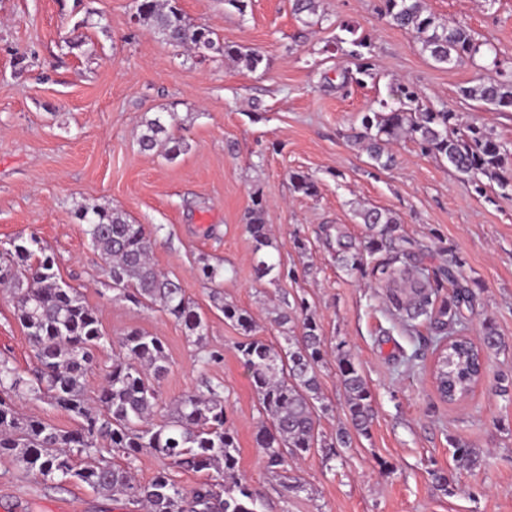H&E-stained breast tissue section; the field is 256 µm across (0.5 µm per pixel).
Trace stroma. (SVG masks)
<instances>
[{"mask_svg": "<svg viewBox=\"0 0 512 512\" xmlns=\"http://www.w3.org/2000/svg\"><path fill=\"white\" fill-rule=\"evenodd\" d=\"M178 4L221 42L260 51L263 64L250 72L225 57L175 50L134 21L132 0H0V249L37 236L61 278L96 309L111 342L132 329L159 336L169 358L163 404L206 381L221 385L240 473L264 512H512V191H476L407 138L389 147L394 165L376 169L352 138L363 113L384 102L397 107L392 90L406 83L424 104L485 124L512 148V110L460 94L490 71L469 60L436 65L410 33L381 17L377 0H320L311 25L293 14L290 0H247L242 13L224 0ZM426 4L512 62V0ZM345 21L371 42L373 70L343 89L338 74L348 46L338 38ZM161 112L173 113L170 131L186 144L171 162L136 142L141 122ZM294 172L312 176L317 194L295 192ZM257 196L275 257L288 271L274 284L253 271L246 222ZM99 206L155 229L153 262L179 279L220 360L199 361L172 316L115 295L78 217ZM366 207L391 212L401 235L422 245L427 263L459 255L477 282L465 333L479 338L488 318L502 345L486 355V370L464 401L440 398L431 377L435 346L420 344L386 312L384 283L348 272L324 244L326 224L346 225L361 240L358 212ZM298 238L304 249L295 247ZM206 263L219 267L220 288L199 278ZM226 301L250 311L256 336L277 346L284 335L270 319L273 307L307 302L327 347L346 342L373 391L369 434L332 455L306 456L296 469L302 491H288L265 468L256 445L259 404L237 354L245 335L225 320ZM111 342L85 377L87 396L112 368ZM3 358L25 373L36 364L11 298L0 294ZM319 380L330 406L321 429L331 440L345 419L332 354ZM459 444L479 452V467L458 466ZM440 473L447 484L438 483ZM0 512L137 507L81 483L55 487L2 455Z\"/></svg>", "mask_w": 512, "mask_h": 512, "instance_id": "35a3bbf8", "label": "stroma"}]
</instances>
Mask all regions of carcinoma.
Returning a JSON list of instances; mask_svg holds the SVG:
<instances>
[{"mask_svg": "<svg viewBox=\"0 0 512 512\" xmlns=\"http://www.w3.org/2000/svg\"><path fill=\"white\" fill-rule=\"evenodd\" d=\"M137 21L151 26L173 48L212 45L217 54L233 57L249 71L263 63L257 50H242L213 37V32L190 23L176 0H134ZM381 15L387 22L410 32L422 53L437 64L451 65L463 59L482 58L485 68L496 77L481 79L461 88V95L497 109L512 108V66L504 68L495 47L475 38L471 30L454 21L441 20L428 11L425 0H383ZM348 52L355 60L356 73L368 75L371 60L365 56L370 43L363 37L350 41ZM395 95L400 106L364 114V133L358 137L371 165L387 169L394 162L387 145L409 137L424 155L448 165L463 179L483 191L485 183L503 190L512 188L506 177L512 163V149L501 142L494 130L472 123L457 127L458 115L445 108H423L419 93L401 84ZM143 151H158L172 161L182 152V141L168 131L162 114L146 120L137 135ZM295 191L306 196L317 193L316 181L308 174L291 175ZM366 228L362 247H355L338 226L325 228L326 241H335L337 259L360 277H380L387 284L401 280L413 290V300L405 305L392 290L387 295L391 316L401 318L405 331L413 336L428 334L441 342L450 339L447 351L437 358L432 370L441 399L454 403L467 397L480 378L484 355L500 347L494 322H482L480 344L464 336L448 337L462 324V310L473 309L474 288L478 284L462 272L464 261L454 253L437 265L423 262L421 246L400 234L397 219L377 208L359 212ZM90 241L105 261L104 272L118 296L130 298L147 308H157L182 323L187 338L204 360L216 361L217 351L207 346L206 325L201 314L186 297L180 281L156 269L151 256L156 238L142 224H133L118 208L94 209L83 213ZM247 231L254 242L258 281L285 275L281 264L266 259L274 247L263 220L262 201H254ZM36 237H19L11 248L0 251V286L11 289L15 313L35 351L37 366L26 378L0 361V455H9L27 471H35L46 481L63 484L79 481L92 489L122 495L146 508V512H261V502L248 481L239 473V448L227 424L224 397L218 389L183 395L155 419L160 406V384L169 371L168 355L160 337L130 330L113 351L112 372L92 405L85 395V376L95 353L105 340L98 314L86 305L81 293L60 280L55 259L36 256ZM392 254L381 258L384 249ZM300 317L294 319L283 309L273 322L286 330V345L276 347L252 335L256 322L251 313L233 303L222 306L224 319L239 326L247 339L238 345L256 393L260 420L256 444L265 458L266 469L290 491L304 485L291 475L297 461L317 448H347L353 435L369 434L373 419V396L344 343L337 346V367L343 389L347 425L336 431L335 441H326L320 429L321 415L329 405L320 389L318 371L326 355L321 326L306 302L298 304ZM300 322L301 333L293 335L291 323ZM46 399L68 412L75 421L69 430L25 416L15 399ZM126 457L125 465L112 461V453ZM163 460L151 480L142 484L131 474L132 462L143 452ZM457 463L472 470L480 466L479 453L471 448H455ZM209 471L208 479L186 489L173 478L174 470Z\"/></svg>", "mask_w": 512, "mask_h": 512, "instance_id": "cac0c4a2", "label": "carcinoma"}]
</instances>
